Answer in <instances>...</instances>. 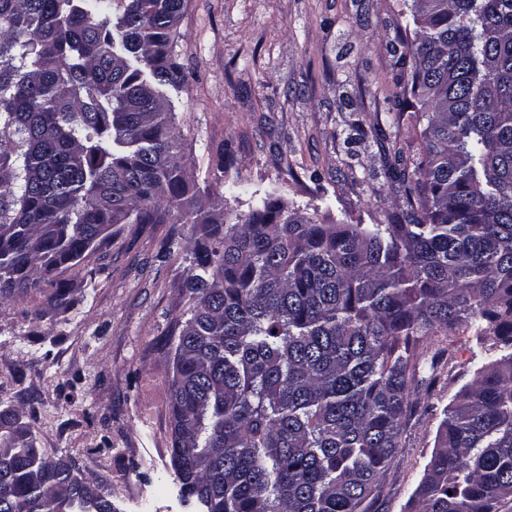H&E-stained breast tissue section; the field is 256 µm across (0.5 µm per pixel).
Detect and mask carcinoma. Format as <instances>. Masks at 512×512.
Wrapping results in <instances>:
<instances>
[{"mask_svg": "<svg viewBox=\"0 0 512 512\" xmlns=\"http://www.w3.org/2000/svg\"><path fill=\"white\" fill-rule=\"evenodd\" d=\"M188 0H0V309L103 245L114 224L205 240L183 288L172 456L200 512H369L461 327L512 349V0H403L415 25L399 111L413 169L386 160L406 210L324 224L267 198L235 224L189 175L167 90ZM232 165L217 151L215 184ZM410 504L499 512L512 501V352L443 410ZM72 458L44 456L0 406V512H117Z\"/></svg>", "mask_w": 512, "mask_h": 512, "instance_id": "obj_1", "label": "carcinoma"}]
</instances>
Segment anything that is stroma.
<instances>
[{
    "mask_svg": "<svg viewBox=\"0 0 512 512\" xmlns=\"http://www.w3.org/2000/svg\"><path fill=\"white\" fill-rule=\"evenodd\" d=\"M413 29L399 0H189L176 52L196 77L170 97L196 182L217 150L233 158L218 188L228 223L269 197L327 224L387 223L404 201L384 155L411 162L420 142L395 107L391 46ZM168 230L114 225L106 245L60 273L67 311L39 292L0 310V402L23 408L42 454L106 481L118 512H198L171 462L174 335L192 263L183 247L160 258ZM428 344L451 345L449 379L411 386L421 411L402 426L371 512H411L443 409L501 354L469 331Z\"/></svg>",
    "mask_w": 512,
    "mask_h": 512,
    "instance_id": "1",
    "label": "stroma"
}]
</instances>
